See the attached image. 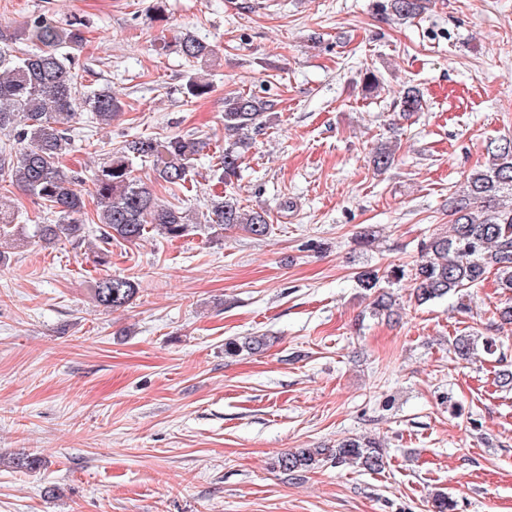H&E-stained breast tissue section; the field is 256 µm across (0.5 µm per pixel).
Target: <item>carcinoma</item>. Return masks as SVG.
Segmentation results:
<instances>
[{
  "mask_svg": "<svg viewBox=\"0 0 512 512\" xmlns=\"http://www.w3.org/2000/svg\"><path fill=\"white\" fill-rule=\"evenodd\" d=\"M432 0H376L375 10L401 21L426 13ZM25 40L32 49L23 52L13 47ZM83 40L80 29L64 27L45 17L28 21L19 31L0 27V131H7L14 144L0 151V177L8 178L26 195L59 217L56 224L34 225L33 237L44 248H52L63 238L78 244L85 240L86 200L78 188L80 177L62 166L60 159L71 150L67 125L77 106L91 114L95 123L109 127L122 111L121 101L105 90H94L78 98L77 75L67 49ZM180 52L189 61L207 65L217 58L214 46L187 33L179 41ZM212 83L196 72L189 76L185 90L194 98L211 92ZM401 112L424 110L425 101L415 86L403 89ZM277 103L254 94L224 98V129L238 138L214 151L213 175L229 182L238 175L249 148V133L260 131L276 114ZM208 143L197 137H170L158 140L135 136L127 139L95 172L96 217L100 223L101 251L109 252L112 241L136 242L149 231L168 238L181 237L193 220L190 211L167 207L158 202L152 188L134 176L135 165L153 159L154 181L183 188L191 179L197 157ZM489 164L472 171L462 188L448 196V230L420 243L418 257L411 268L413 297L423 305L474 288L493 270L499 286L512 292V205L500 203L512 195V140L503 139L488 148ZM370 162L377 171L388 169L394 152L387 144L375 148ZM18 213L0 195V244L22 240ZM210 222L224 230H242L263 237L270 226L266 210L246 211L232 198L216 199L211 204ZM405 269L392 266L378 273L368 271L359 277L361 288L369 292L370 313L391 314L393 294L381 290L380 281L400 280ZM137 285L128 277L105 273L95 279L93 298L99 305L117 310L135 297ZM270 338L260 334L242 342L229 340L224 352L258 353ZM483 346L494 353L496 342L478 341L473 334L454 338L456 358L468 360ZM355 464L378 472L387 464L380 442L374 439L343 440L334 447L303 448L278 458L279 469L289 475L310 471L323 462ZM433 512H455L456 503L444 492L432 496Z\"/></svg>",
  "mask_w": 512,
  "mask_h": 512,
  "instance_id": "obj_1",
  "label": "carcinoma"
}]
</instances>
